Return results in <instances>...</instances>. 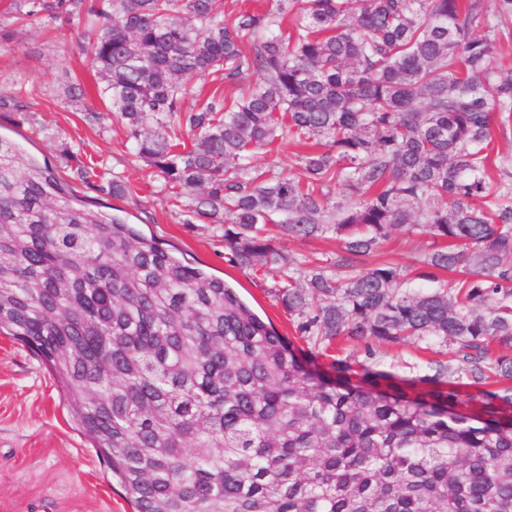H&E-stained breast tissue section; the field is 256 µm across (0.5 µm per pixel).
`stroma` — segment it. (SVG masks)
I'll return each instance as SVG.
<instances>
[{"label":"stroma","instance_id":"stroma-1","mask_svg":"<svg viewBox=\"0 0 512 512\" xmlns=\"http://www.w3.org/2000/svg\"><path fill=\"white\" fill-rule=\"evenodd\" d=\"M0 26L12 36L0 40V94L20 89L29 107L21 131L0 126V133L17 135L22 161L50 160L62 176H70L75 162L97 163L104 178L119 175L132 194L114 200L129 223L155 236L177 256L224 278L264 320L272 322L300 356L320 370L330 360L296 331L290 316L274 295L287 281L288 258L301 255L335 257L333 238L301 241L282 239V262L245 269L230 264L224 255V228L218 224L187 223V198H171L162 182L132 155L120 118L107 112L98 96L101 80L82 48L79 23L39 20L20 22L0 15ZM85 90L82 100L68 96L69 87ZM101 117L92 120L88 110ZM300 151L290 140L258 150L252 159L262 171L294 176ZM434 247L427 234L394 233L371 258L392 261L409 272L423 269ZM360 361L398 378L430 374L435 362H454V346L436 350L422 344L391 345L348 343ZM0 512H132L123 491L91 441L73 422L67 402L50 371L21 342L0 335Z\"/></svg>","mask_w":512,"mask_h":512}]
</instances>
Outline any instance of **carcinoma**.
Masks as SVG:
<instances>
[{"instance_id":"cac0c4a2","label":"carcinoma","mask_w":512,"mask_h":512,"mask_svg":"<svg viewBox=\"0 0 512 512\" xmlns=\"http://www.w3.org/2000/svg\"><path fill=\"white\" fill-rule=\"evenodd\" d=\"M217 2L5 11L85 23L100 99L190 197L186 223L224 225L229 262L274 263L284 237L339 242L276 287L300 335L326 351L439 340L456 363L404 380L349 354L319 371L224 279L107 212L126 182L79 162L67 180L2 135L0 333L56 376L133 512H512V356L493 352L512 350V154L490 149L494 113H512L497 52L512 0H277L225 19ZM217 72L260 82L183 109ZM26 113L0 94L1 118ZM286 138L307 148L301 175L256 172ZM397 231L443 243L416 274L434 287L367 265ZM462 377L485 386L468 414Z\"/></svg>"}]
</instances>
